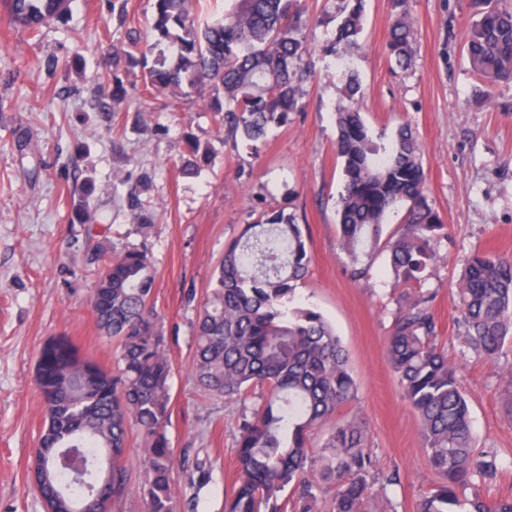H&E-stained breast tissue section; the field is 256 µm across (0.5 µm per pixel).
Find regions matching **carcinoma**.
Returning <instances> with one entry per match:
<instances>
[{"instance_id":"1","label":"carcinoma","mask_w":512,"mask_h":512,"mask_svg":"<svg viewBox=\"0 0 512 512\" xmlns=\"http://www.w3.org/2000/svg\"><path fill=\"white\" fill-rule=\"evenodd\" d=\"M10 20L32 33L64 19L72 0H0ZM192 0H153L155 42L129 55L146 68V88L174 99L210 94L230 137L256 142L304 109L303 86L314 77L303 31L301 0H231L224 17L204 26ZM475 19L464 50L488 92L512 86V4L472 0ZM387 48L397 67L415 58L414 21L407 0H394ZM364 0H337L336 37L329 51L341 59L361 48ZM177 47L169 58L163 45ZM358 75H346L336 112V155L344 187L338 200L339 245L353 281L368 278L386 253L394 279L406 286L386 351L398 383L418 415L431 468L441 482L420 499L419 512H512V497L491 498L481 487L495 477L498 454L473 446L467 400L457 370L438 345L433 312L437 244L448 238L425 193L416 131L401 125L384 143L359 108ZM181 168L194 176L211 159L195 140ZM399 227L384 235L386 224ZM310 233L293 213L274 211L244 227L224 249L213 287L194 326V377L206 393L246 400L236 439L237 476L224 512H284L280 495L298 489V512H319L321 487L309 473L312 430L355 398L345 350L322 315L292 308L295 289L312 262ZM92 309L102 335L117 342L118 372L84 355L67 336L39 352L36 380L44 405L40 448L33 467L46 512H110L128 491L123 464L131 427L143 434L144 512H174V458L165 427L171 416L169 378L159 315L152 303L154 266L148 248L105 252ZM462 343L488 359L512 342V257L479 250L464 259L456 283ZM322 478L335 485L332 512L378 508L369 481L374 468L365 422H338L324 445ZM112 450V475L99 464Z\"/></svg>"}]
</instances>
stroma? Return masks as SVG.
Segmentation results:
<instances>
[{
  "label": "stroma",
  "mask_w": 512,
  "mask_h": 512,
  "mask_svg": "<svg viewBox=\"0 0 512 512\" xmlns=\"http://www.w3.org/2000/svg\"><path fill=\"white\" fill-rule=\"evenodd\" d=\"M336 0H302L315 76L302 112L258 142L225 137L206 98L171 100L146 91L140 68L117 58L154 40L152 0H73L65 19L32 37L0 4V512H44L31 467L44 417L35 380L43 343L63 333L107 370L115 343L99 332L91 296L99 271L86 245L122 251L148 246L155 259V308L172 365L171 417L176 512L190 511L186 481L196 468L212 480L194 512H223L236 476L242 403L199 390L192 373L193 322L224 246L263 211L294 213L310 229L313 261L294 302L335 327L356 399L337 420L360 414L375 461L373 490L392 512H416L439 481L428 464L417 415L386 358L399 294L384 259L367 280L343 272L337 200L342 186L334 114L345 70L357 72L369 128L392 136L405 122L423 144L429 198L446 226L431 286L441 345L467 395L476 447L496 449L501 467L484 492L512 496V344L497 360L458 338L453 285L474 250L512 256V87L487 92L464 51L469 0H409L416 56L398 69L387 52L392 0H366L363 47L338 62L322 48L335 36ZM123 92L113 96L114 81ZM31 149L20 157L14 139ZM214 151L193 178L181 167L188 143ZM92 196H84L85 183ZM92 221H73L76 208ZM154 227L142 235L141 216ZM142 434L131 429L127 495L111 512H142ZM398 483L386 484L390 473Z\"/></svg>",
  "instance_id": "obj_1"
}]
</instances>
